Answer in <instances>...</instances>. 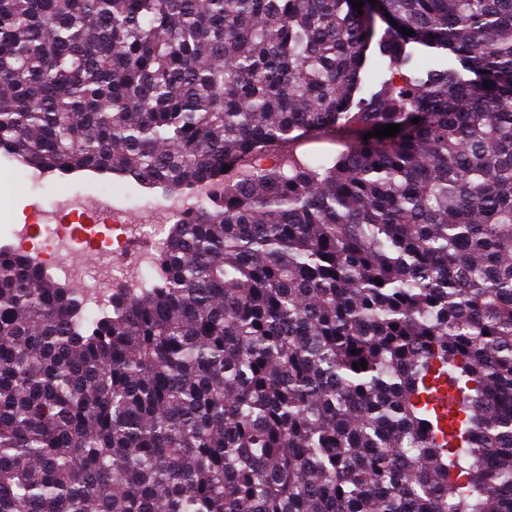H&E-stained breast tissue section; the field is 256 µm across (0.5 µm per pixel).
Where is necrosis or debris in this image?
Instances as JSON below:
<instances>
[{
  "label": "necrosis or debris",
  "mask_w": 512,
  "mask_h": 512,
  "mask_svg": "<svg viewBox=\"0 0 512 512\" xmlns=\"http://www.w3.org/2000/svg\"><path fill=\"white\" fill-rule=\"evenodd\" d=\"M71 183V188L56 193L53 211H37L34 223L11 227L8 247L26 255L45 275L81 285L94 310L106 308L117 289L143 287L173 220L207 192L201 186L190 195L173 194L158 208L143 203L139 223L130 224L125 205L116 203L111 193L82 195L75 190L79 178H72ZM92 251L108 261L109 272L97 273L88 263Z\"/></svg>",
  "instance_id": "necrosis-or-debris-1"
}]
</instances>
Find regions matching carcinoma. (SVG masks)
<instances>
[{"label": "carcinoma", "instance_id": "cac0c4a2", "mask_svg": "<svg viewBox=\"0 0 512 512\" xmlns=\"http://www.w3.org/2000/svg\"><path fill=\"white\" fill-rule=\"evenodd\" d=\"M373 9L0 0V157L211 185L102 312L0 248V512H512V0ZM355 129H346L339 132H336L335 135H324L320 136L317 139L312 140V142L305 146L306 149L312 151L315 156H324L330 151L336 150V145L332 144L336 139L343 141H351L355 138L354 131Z\"/></svg>", "mask_w": 512, "mask_h": 512}]
</instances>
